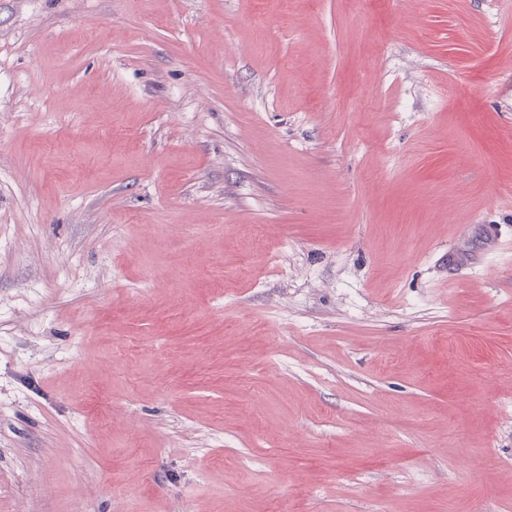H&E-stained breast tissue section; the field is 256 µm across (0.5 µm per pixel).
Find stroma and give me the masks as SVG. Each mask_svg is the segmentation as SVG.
Masks as SVG:
<instances>
[{"label":"stroma","mask_w":512,"mask_h":512,"mask_svg":"<svg viewBox=\"0 0 512 512\" xmlns=\"http://www.w3.org/2000/svg\"><path fill=\"white\" fill-rule=\"evenodd\" d=\"M0 512H512V0H0Z\"/></svg>","instance_id":"obj_1"}]
</instances>
